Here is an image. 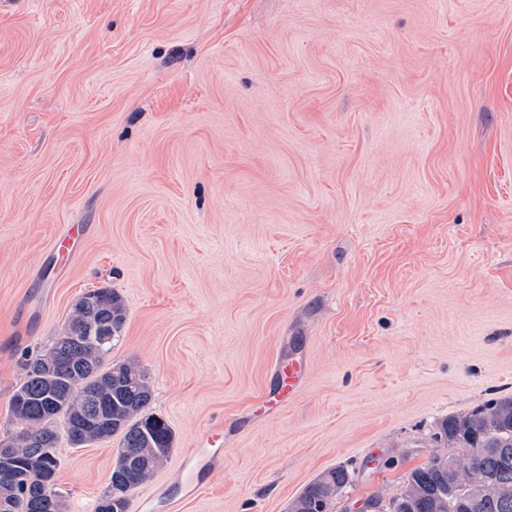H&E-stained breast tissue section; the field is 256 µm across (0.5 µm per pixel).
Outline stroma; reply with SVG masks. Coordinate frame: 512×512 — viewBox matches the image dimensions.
Here are the masks:
<instances>
[{
	"mask_svg": "<svg viewBox=\"0 0 512 512\" xmlns=\"http://www.w3.org/2000/svg\"><path fill=\"white\" fill-rule=\"evenodd\" d=\"M97 288L175 432L130 508L203 447L183 512H288L339 465L337 512L395 493L512 395V0H0V423ZM118 446L60 439L66 512ZM92 292L76 301L70 317L71 322L79 325L82 322L94 324L99 320L109 321L114 330V337L109 345L112 348L122 338L127 316L124 301L117 292L109 288H98ZM281 373L280 388L273 393V397L280 396L281 392L288 390V395L295 394L300 386L302 376L304 374V365L301 361L290 360L288 364L279 365Z\"/></svg>",
	"mask_w": 512,
	"mask_h": 512,
	"instance_id": "35a3bbf8",
	"label": "stroma"
}]
</instances>
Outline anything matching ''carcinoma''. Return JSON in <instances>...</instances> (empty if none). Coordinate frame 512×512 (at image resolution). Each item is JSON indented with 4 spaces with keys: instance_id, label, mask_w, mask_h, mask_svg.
Listing matches in <instances>:
<instances>
[{
    "instance_id": "carcinoma-1",
    "label": "carcinoma",
    "mask_w": 512,
    "mask_h": 512,
    "mask_svg": "<svg viewBox=\"0 0 512 512\" xmlns=\"http://www.w3.org/2000/svg\"><path fill=\"white\" fill-rule=\"evenodd\" d=\"M127 311L122 297L99 288L74 304L71 322H110L114 337L122 338ZM99 349L76 344L69 354L56 356L50 344L24 365V381L11 398L17 434L16 456L25 486L0 478V504L6 512H28L26 495H46L45 512H64L57 490L60 469L58 422L67 437L81 424L92 404L112 401L110 422L91 421L83 443L120 438L108 490L100 497L112 502V512H126L127 494L145 484L169 457L174 434L166 420L150 411L153 387L134 360L99 365ZM49 441L44 458L38 441ZM429 460L410 471L404 488L370 501L385 512H512V397L495 398L467 413L439 421ZM353 482L344 467L322 472L291 503L289 512H329L336 497Z\"/></svg>"
}]
</instances>
